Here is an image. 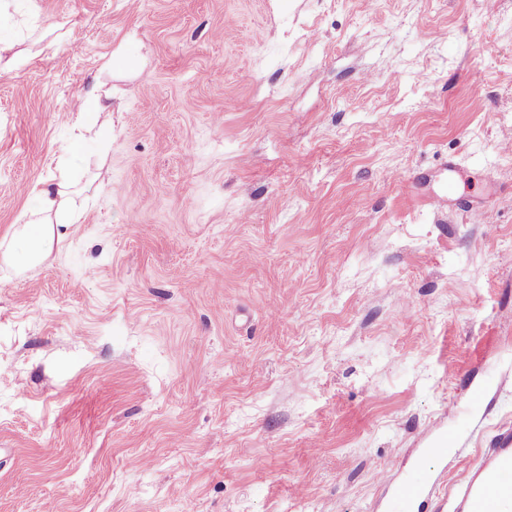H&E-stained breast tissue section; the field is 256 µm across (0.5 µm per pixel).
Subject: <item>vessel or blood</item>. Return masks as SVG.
<instances>
[{"mask_svg":"<svg viewBox=\"0 0 512 512\" xmlns=\"http://www.w3.org/2000/svg\"><path fill=\"white\" fill-rule=\"evenodd\" d=\"M462 512H495L498 505L512 502V429L496 435L486 460L467 471L460 481ZM393 497L407 506L419 507L429 497V485L422 482L392 484Z\"/></svg>","mask_w":512,"mask_h":512,"instance_id":"b4317fda","label":"vessel or blood"}]
</instances>
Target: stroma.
Returning <instances> with one entry per match:
<instances>
[{
	"label": "stroma",
	"instance_id": "35a3bbf8",
	"mask_svg": "<svg viewBox=\"0 0 512 512\" xmlns=\"http://www.w3.org/2000/svg\"><path fill=\"white\" fill-rule=\"evenodd\" d=\"M0 40V241L112 104L81 222L0 259V512H387L441 439L457 492L512 427V0H7ZM109 96L101 92L97 83L90 84L81 95L82 104L79 110V122L91 130L96 125L98 119L109 107L105 100Z\"/></svg>",
	"mask_w": 512,
	"mask_h": 512
}]
</instances>
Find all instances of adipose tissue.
Segmentation results:
<instances>
[{"label": "adipose tissue", "instance_id": "ef3b65f1", "mask_svg": "<svg viewBox=\"0 0 512 512\" xmlns=\"http://www.w3.org/2000/svg\"><path fill=\"white\" fill-rule=\"evenodd\" d=\"M29 199L31 205L23 216L19 236L27 243L23 258L31 264L46 259L61 238V227L79 223L82 214L72 204L66 181L37 183Z\"/></svg>", "mask_w": 512, "mask_h": 512}]
</instances>
